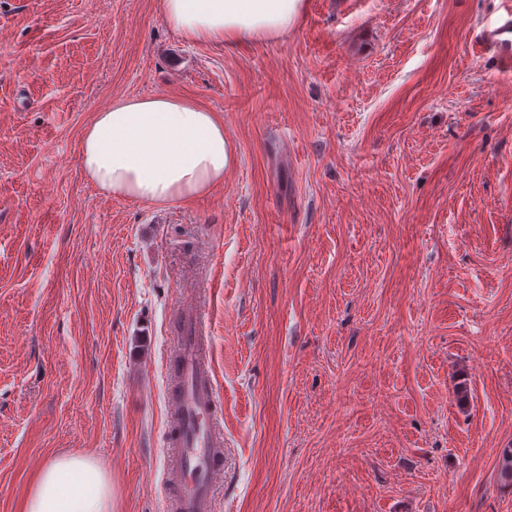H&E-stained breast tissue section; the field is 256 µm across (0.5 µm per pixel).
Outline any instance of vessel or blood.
<instances>
[{"label": "vessel or blood", "mask_w": 512, "mask_h": 512, "mask_svg": "<svg viewBox=\"0 0 512 512\" xmlns=\"http://www.w3.org/2000/svg\"><path fill=\"white\" fill-rule=\"evenodd\" d=\"M500 2L482 18L474 40L485 58L511 68L512 0ZM207 342L202 313L186 310L173 351L176 387L170 397V449L163 473L174 512H214L216 480L224 472L223 419Z\"/></svg>", "instance_id": "1"}]
</instances>
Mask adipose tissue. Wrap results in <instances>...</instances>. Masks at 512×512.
<instances>
[{
	"label": "adipose tissue",
	"instance_id": "adipose-tissue-1",
	"mask_svg": "<svg viewBox=\"0 0 512 512\" xmlns=\"http://www.w3.org/2000/svg\"><path fill=\"white\" fill-rule=\"evenodd\" d=\"M305 9V0H163L167 24L192 43L280 39ZM79 160L101 193L165 206L222 185L236 152L216 113L154 94L123 97L96 113L82 134ZM18 512H112V479L92 455L57 456L35 474Z\"/></svg>",
	"mask_w": 512,
	"mask_h": 512
}]
</instances>
